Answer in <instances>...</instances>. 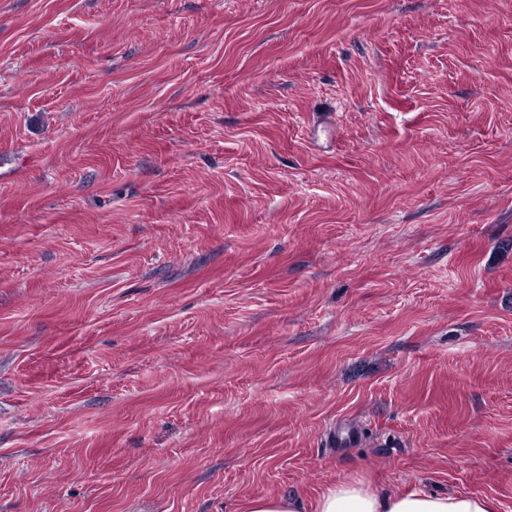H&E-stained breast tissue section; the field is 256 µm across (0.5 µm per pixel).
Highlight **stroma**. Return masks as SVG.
I'll list each match as a JSON object with an SVG mask.
<instances>
[{"mask_svg": "<svg viewBox=\"0 0 512 512\" xmlns=\"http://www.w3.org/2000/svg\"><path fill=\"white\" fill-rule=\"evenodd\" d=\"M343 476L512 512V0H0V512Z\"/></svg>", "mask_w": 512, "mask_h": 512, "instance_id": "obj_1", "label": "stroma"}]
</instances>
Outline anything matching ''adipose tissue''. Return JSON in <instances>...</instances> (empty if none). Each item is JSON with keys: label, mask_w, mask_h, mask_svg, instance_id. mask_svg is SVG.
Here are the masks:
<instances>
[{"label": "adipose tissue", "mask_w": 512, "mask_h": 512, "mask_svg": "<svg viewBox=\"0 0 512 512\" xmlns=\"http://www.w3.org/2000/svg\"><path fill=\"white\" fill-rule=\"evenodd\" d=\"M248 512H496L493 500L473 494L415 491L385 493L359 477L328 485L314 505L294 496L256 498Z\"/></svg>", "instance_id": "ef3b65f1"}]
</instances>
